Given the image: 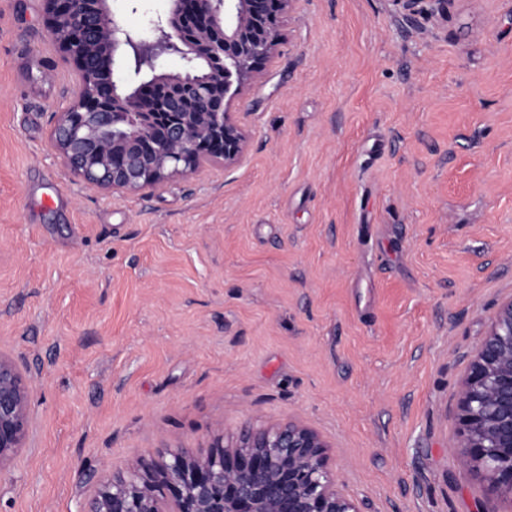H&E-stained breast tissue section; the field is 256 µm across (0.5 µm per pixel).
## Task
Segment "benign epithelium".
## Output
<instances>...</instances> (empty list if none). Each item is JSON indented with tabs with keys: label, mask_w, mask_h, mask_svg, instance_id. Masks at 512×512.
<instances>
[{
	"label": "benign epithelium",
	"mask_w": 512,
	"mask_h": 512,
	"mask_svg": "<svg viewBox=\"0 0 512 512\" xmlns=\"http://www.w3.org/2000/svg\"><path fill=\"white\" fill-rule=\"evenodd\" d=\"M47 31L79 84L51 140L69 173L102 191L135 193L248 147L231 101L258 78L295 0H168L149 33L125 26L109 0H42ZM166 58L178 72L159 70ZM30 388L0 354V469L22 447ZM462 462L512 497V298L489 319L459 397ZM328 445L290 420L223 439L209 452L167 449L101 480L79 512H360L338 486Z\"/></svg>",
	"instance_id": "7a95c632"
}]
</instances>
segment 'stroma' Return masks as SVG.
<instances>
[{"instance_id": "1", "label": "stroma", "mask_w": 512, "mask_h": 512, "mask_svg": "<svg viewBox=\"0 0 512 512\" xmlns=\"http://www.w3.org/2000/svg\"><path fill=\"white\" fill-rule=\"evenodd\" d=\"M283 33L239 164L112 194L52 144L76 73L42 0H0V353L31 387L0 512L291 419L362 512H512L456 445L512 297V0H295Z\"/></svg>"}]
</instances>
